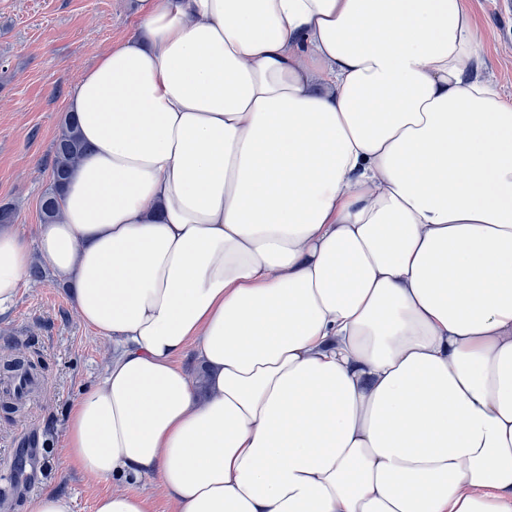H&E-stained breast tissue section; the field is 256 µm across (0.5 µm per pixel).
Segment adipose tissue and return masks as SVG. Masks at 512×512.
Returning <instances> with one entry per match:
<instances>
[{
  "instance_id": "ef3b65f1",
  "label": "adipose tissue",
  "mask_w": 512,
  "mask_h": 512,
  "mask_svg": "<svg viewBox=\"0 0 512 512\" xmlns=\"http://www.w3.org/2000/svg\"><path fill=\"white\" fill-rule=\"evenodd\" d=\"M30 252L112 341L96 512H512V100L463 0H140ZM196 351V385L181 365ZM150 498L151 510L153 512H173L174 504L157 480L147 481L138 487Z\"/></svg>"
}]
</instances>
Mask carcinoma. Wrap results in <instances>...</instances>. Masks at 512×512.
Returning <instances> with one entry per match:
<instances>
[{"label": "carcinoma", "instance_id": "1", "mask_svg": "<svg viewBox=\"0 0 512 512\" xmlns=\"http://www.w3.org/2000/svg\"><path fill=\"white\" fill-rule=\"evenodd\" d=\"M84 152L85 145L77 123L72 114L68 112L62 119L60 133L53 144L50 183L40 198V213L43 223L53 224L60 219L59 190L71 175Z\"/></svg>", "mask_w": 512, "mask_h": 512}]
</instances>
